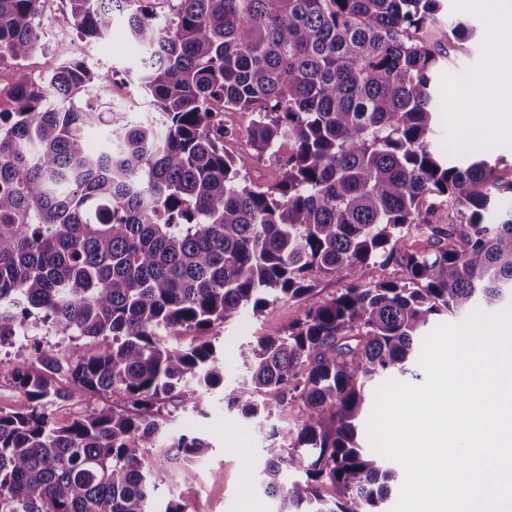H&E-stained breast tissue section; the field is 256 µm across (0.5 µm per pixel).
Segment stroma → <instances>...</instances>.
<instances>
[{"label": "stroma", "instance_id": "stroma-1", "mask_svg": "<svg viewBox=\"0 0 512 512\" xmlns=\"http://www.w3.org/2000/svg\"><path fill=\"white\" fill-rule=\"evenodd\" d=\"M512 10V0H445V9L431 34L433 41L448 51V63L436 75L437 101L443 110L437 115L433 146L437 152L452 156L457 147L476 144L495 162L496 174L512 179V131L499 128L494 113L476 122L474 113L448 109L457 90L474 85L478 76L495 72L497 57L487 54L494 40V19ZM71 16L63 0H46L44 4V35L39 48L22 63L4 59L0 72L14 79H33L54 69L60 41H67L77 56L109 73L113 89L99 93L101 109L120 102L132 111L151 112L149 97L130 79L128 67L137 63L141 52L126 33L122 22H114L103 39L83 41L71 28ZM464 23L475 35L465 42L449 40L448 26ZM344 280L329 276L317 281L314 290L299 301H282L260 316L244 313L232 324L213 327L206 333L219 348L223 359L224 383L241 384L246 376L237 354L254 337L275 335L300 318L311 304L325 300L342 288ZM171 434L189 432L207 444L194 463L161 465L155 475L154 512H165L172 503L184 512H276L274 500L261 489L262 469L269 449L284 444L291 421L272 415L268 420H245L224 406V395H204L197 408L172 409L167 420Z\"/></svg>", "mask_w": 512, "mask_h": 512}]
</instances>
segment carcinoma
<instances>
[{
  "instance_id": "carcinoma-1",
  "label": "carcinoma",
  "mask_w": 512,
  "mask_h": 512,
  "mask_svg": "<svg viewBox=\"0 0 512 512\" xmlns=\"http://www.w3.org/2000/svg\"><path fill=\"white\" fill-rule=\"evenodd\" d=\"M65 5L82 40L125 22L143 50L130 76L156 115L113 120L82 99L109 75L72 61L42 86L19 80L20 107L0 112V347L37 354L8 372L28 404L0 409V512H150L161 409L217 388L245 418L292 420L262 471L279 512H385L395 462L358 442L371 382L409 373L433 316L512 295V181L432 148L448 52L416 33L442 0ZM42 26L43 0H0V60L26 59ZM215 99L252 115L248 150L211 134ZM285 140L278 180L253 182L251 164ZM340 274L339 293L241 347L248 378L224 385L199 333ZM177 331L196 336L166 341ZM81 337L103 350L81 352ZM104 397L120 405L55 419ZM206 447L179 433L162 458Z\"/></svg>"
}]
</instances>
